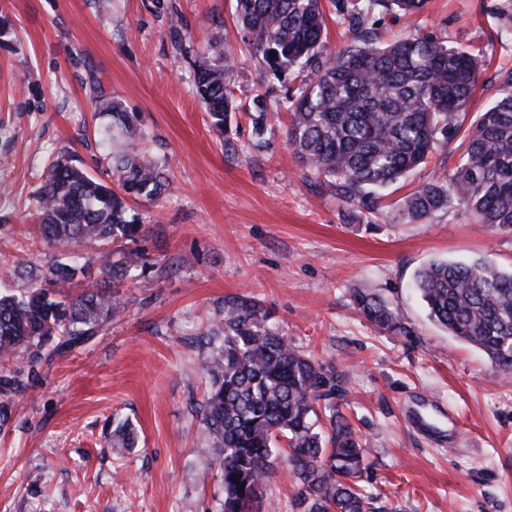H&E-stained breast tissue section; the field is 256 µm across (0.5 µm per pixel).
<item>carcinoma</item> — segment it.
I'll return each mask as SVG.
<instances>
[{
  "mask_svg": "<svg viewBox=\"0 0 512 512\" xmlns=\"http://www.w3.org/2000/svg\"><path fill=\"white\" fill-rule=\"evenodd\" d=\"M427 0H356L338 13L356 33L334 52L325 43L321 0H235L241 42L261 70L278 81L280 94L265 92L244 104L230 87L235 58L214 38L205 48L175 38L190 62L197 97L210 126L225 134L234 152L232 113L251 115L252 145L266 143L267 113L286 112L288 141L308 176L345 204L377 209L380 192L423 164L438 145L465 133L466 155L454 173L423 183L400 209L407 223L450 205L478 224L512 234V83L466 129H461L480 76V60L428 33H411L387 46L361 36L381 10L403 15ZM94 111L112 117L103 131L109 172L104 181L70 154L56 156L33 192L41 237L70 253L66 262L17 266L28 281L0 295V429L11 421L13 397L55 357L71 353L105 331L124 303L111 291L131 267V253L99 256L95 285L67 292L90 277L82 243L134 242L141 224L129 200L162 197L171 185L167 163L142 155L147 134L90 77ZM430 319L485 352L492 365L512 374V271L484 262L435 260L415 277ZM354 302L378 329L402 331L399 313L380 296L358 290ZM271 312L253 296H224L202 338L219 341L204 365L209 388L199 413L208 434L201 449L217 469L224 496L220 512H253L276 471L279 443L286 441V472L294 484L291 512H397L363 491L369 448L336 406L340 377L304 354L270 324ZM112 438L135 447L127 420L112 421ZM238 476V482L231 480Z\"/></svg>",
  "mask_w": 512,
  "mask_h": 512,
  "instance_id": "obj_1",
  "label": "carcinoma"
}]
</instances>
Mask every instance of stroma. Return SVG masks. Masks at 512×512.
I'll return each instance as SVG.
<instances>
[{
	"label": "stroma",
	"instance_id": "obj_1",
	"mask_svg": "<svg viewBox=\"0 0 512 512\" xmlns=\"http://www.w3.org/2000/svg\"><path fill=\"white\" fill-rule=\"evenodd\" d=\"M234 0H0V292L23 288L15 260L56 259L37 236L34 187L52 158L75 153L95 177L102 148L85 91L96 75L152 139L171 186L134 210L143 232L126 304L108 329L55 358L15 397L0 432V512H217L216 469L199 450L197 411L212 346L198 337L224 295L249 294L289 341L344 380L340 406L369 442L363 488L399 512H512V375L430 320L416 272L436 259L512 269V235L461 208L422 222L399 217L419 184L451 175L464 137L386 188L374 214L349 211L310 183L272 117L270 146H251L236 112V152L211 128L174 34L237 53L232 83L249 100L266 78L240 49ZM429 32L483 60L466 121L512 80V0H428L412 16L379 14L385 44ZM386 299L403 331L369 323L352 294ZM131 421L133 448L112 443V416Z\"/></svg>",
	"mask_w": 512,
	"mask_h": 512
}]
</instances>
